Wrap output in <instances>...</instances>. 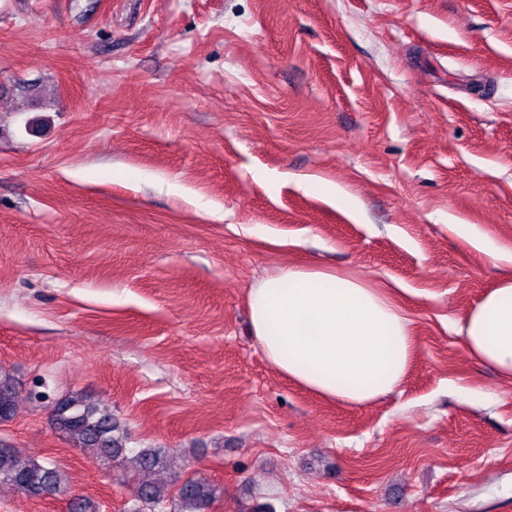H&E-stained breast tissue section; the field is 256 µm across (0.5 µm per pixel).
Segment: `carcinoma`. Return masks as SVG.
<instances>
[{
  "label": "carcinoma",
  "mask_w": 512,
  "mask_h": 512,
  "mask_svg": "<svg viewBox=\"0 0 512 512\" xmlns=\"http://www.w3.org/2000/svg\"><path fill=\"white\" fill-rule=\"evenodd\" d=\"M19 383L10 375H0V422L14 419L18 413ZM49 424L73 446L93 450L112 467L124 468L127 459V434L111 410L92 403L78 393L64 394L51 402ZM140 470H171L174 460L162 448H142L136 454ZM126 481L134 494L129 512H204L216 500V488L201 480L188 478L176 495L168 498L156 485L130 474ZM41 497L66 492L65 476L60 470L33 458L19 456L11 444L0 439V487Z\"/></svg>",
  "instance_id": "carcinoma-1"
}]
</instances>
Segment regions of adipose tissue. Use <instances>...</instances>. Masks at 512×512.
<instances>
[{
    "label": "adipose tissue",
    "mask_w": 512,
    "mask_h": 512,
    "mask_svg": "<svg viewBox=\"0 0 512 512\" xmlns=\"http://www.w3.org/2000/svg\"><path fill=\"white\" fill-rule=\"evenodd\" d=\"M247 304L264 358L301 387L363 407L403 386L411 320L369 281L290 265L256 280ZM457 334L475 361L512 382V278L467 309Z\"/></svg>",
    "instance_id": "ef3b65f1"
}]
</instances>
